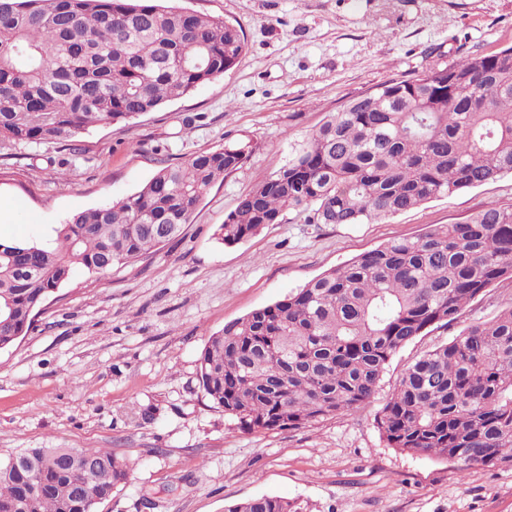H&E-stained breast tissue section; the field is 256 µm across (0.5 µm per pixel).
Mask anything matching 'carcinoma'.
<instances>
[{
  "label": "carcinoma",
  "mask_w": 512,
  "mask_h": 512,
  "mask_svg": "<svg viewBox=\"0 0 512 512\" xmlns=\"http://www.w3.org/2000/svg\"><path fill=\"white\" fill-rule=\"evenodd\" d=\"M241 26L156 0H0V151L68 146L230 70ZM250 141L158 171L139 191L73 214L41 242L0 241V351L69 278L155 253ZM512 175V47L435 62L351 98L242 198L216 235L239 243L294 212L362 224ZM501 280L512 281V205L390 241L224 324L198 359L202 387L241 428H300L371 403L390 359ZM391 448L464 471L512 467V308L410 364L377 417ZM129 468L105 448H25L0 459V512H97ZM89 496L80 499L76 487ZM224 512H301L263 495Z\"/></svg>",
  "instance_id": "obj_1"
}]
</instances>
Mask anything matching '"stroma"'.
<instances>
[{"mask_svg": "<svg viewBox=\"0 0 512 512\" xmlns=\"http://www.w3.org/2000/svg\"><path fill=\"white\" fill-rule=\"evenodd\" d=\"M242 27L234 68L137 119L96 125L76 147L0 155V236L48 235L71 214L136 193L163 167L240 140L250 159L214 184L183 233L121 269L72 267L34 328L0 352V457L21 448H105L130 466L98 512H224L276 495L303 512H512V469L388 447L376 417L406 367L512 306V281L389 361L362 412L298 429H241L205 394L198 359L225 323L389 241L512 205V176L365 224L293 217L236 245L216 231L350 98L434 61L512 46V0H181ZM68 181H61V174Z\"/></svg>", "mask_w": 512, "mask_h": 512, "instance_id": "stroma-1", "label": "stroma"}]
</instances>
